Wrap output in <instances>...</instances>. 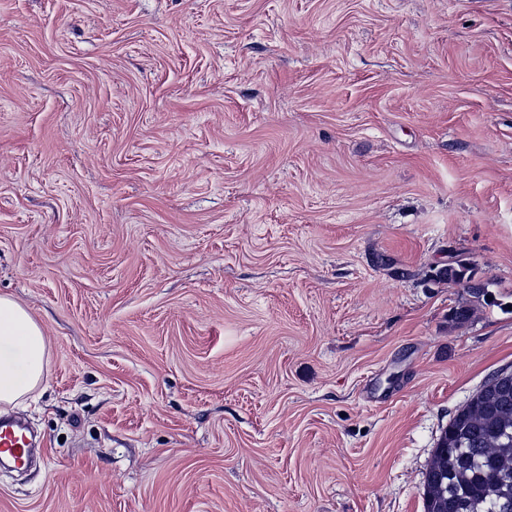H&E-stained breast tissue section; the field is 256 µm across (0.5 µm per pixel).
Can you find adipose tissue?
<instances>
[{"label":"adipose tissue","instance_id":"adipose-tissue-1","mask_svg":"<svg viewBox=\"0 0 512 512\" xmlns=\"http://www.w3.org/2000/svg\"><path fill=\"white\" fill-rule=\"evenodd\" d=\"M48 361L44 331L29 311L0 295V404L12 405L42 383Z\"/></svg>","mask_w":512,"mask_h":512}]
</instances>
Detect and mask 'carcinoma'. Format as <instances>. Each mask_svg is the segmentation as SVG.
Wrapping results in <instances>:
<instances>
[{"label": "carcinoma", "mask_w": 512, "mask_h": 512, "mask_svg": "<svg viewBox=\"0 0 512 512\" xmlns=\"http://www.w3.org/2000/svg\"><path fill=\"white\" fill-rule=\"evenodd\" d=\"M441 281L480 299L487 284L464 268L439 269ZM424 512H512V377L493 375L442 431L424 485Z\"/></svg>", "instance_id": "obj_1"}]
</instances>
